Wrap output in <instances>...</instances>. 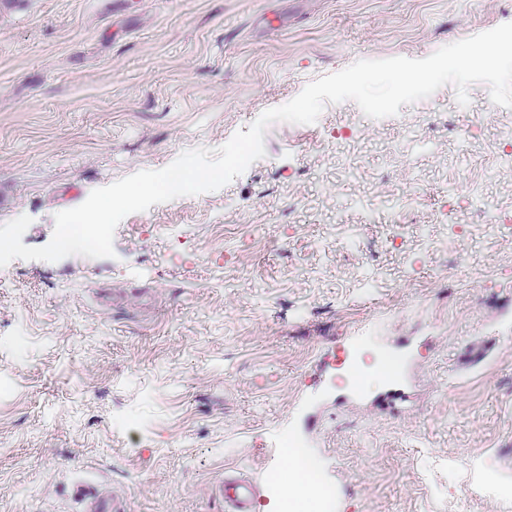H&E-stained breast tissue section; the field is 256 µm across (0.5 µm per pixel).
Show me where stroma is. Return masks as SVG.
<instances>
[{"label": "stroma", "mask_w": 512, "mask_h": 512, "mask_svg": "<svg viewBox=\"0 0 512 512\" xmlns=\"http://www.w3.org/2000/svg\"><path fill=\"white\" fill-rule=\"evenodd\" d=\"M512 0H23L0 15V225L216 149L361 59L424 58ZM447 84L277 122L115 257L0 268V512H224L300 443L330 512H512V108ZM477 187L488 208L471 204ZM397 378L354 390L353 357ZM270 490H276L285 496L295 491L293 486L274 482L262 488L256 481L242 478L234 472H225L224 482L217 486L216 494L224 501L226 512H256L263 499V493ZM76 493L81 499L87 501L86 512H123L117 498L112 496V503L102 498L97 488L91 483L78 482Z\"/></svg>", "instance_id": "1"}]
</instances>
